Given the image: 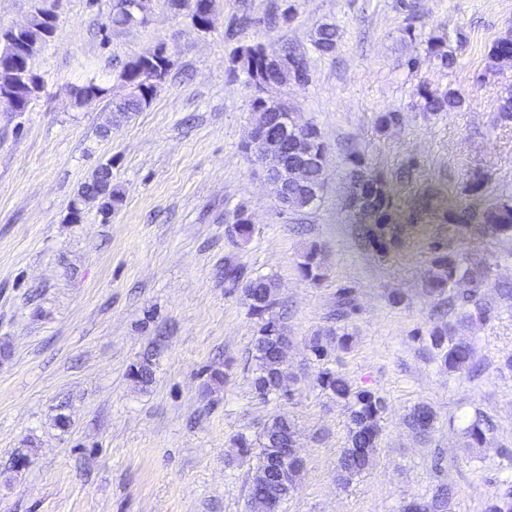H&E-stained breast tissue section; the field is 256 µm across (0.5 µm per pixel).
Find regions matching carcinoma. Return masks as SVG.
<instances>
[{
    "mask_svg": "<svg viewBox=\"0 0 512 512\" xmlns=\"http://www.w3.org/2000/svg\"><path fill=\"white\" fill-rule=\"evenodd\" d=\"M130 2L120 0L119 10L112 16L115 26H129L137 22L130 17ZM189 4L194 27L201 28L199 19L208 7L210 0H171V5L181 7ZM36 31L29 36H3V48L0 49V62L27 68L31 58L39 50L40 39L35 37ZM337 29L332 24L321 25L316 32L314 44L322 53H330L336 47ZM265 47L261 43L248 46L242 52L243 62L253 65L249 74L252 82L263 79L262 59ZM512 55V38L509 36L497 40L489 51V59L496 66L507 61ZM169 69V60L162 54L143 55L127 63L121 79L130 93L123 99L113 103V122L118 123L131 114L141 111L153 98L157 84L163 80ZM420 96L422 108L427 112H445L462 104L460 96L453 92L435 94L422 89ZM307 129L314 133L317 140L312 142V158L309 162L308 184L295 197L288 209L298 211L313 205L319 198L325 180L326 161L320 157L327 153L326 145L320 139L317 127L311 123ZM366 185L378 197L379 213L364 224L365 241L372 247L386 249L395 242L394 228L391 227V210L393 201L383 181L373 175L366 167L355 161L348 173L346 198H351L357 185ZM124 201L121 188L112 183V165L102 164L93 173L91 179L78 190V201L71 208V215L79 218L82 215L81 204L98 203L99 213L107 219L112 212L118 210ZM454 220L467 222L477 220L485 229L503 236H512V205L503 203L494 205L479 215H456ZM303 278L316 283L325 276V267L321 258V248L315 243L307 245L297 263ZM435 272L427 282L426 292L429 297L448 306L453 312L457 307L473 304L475 312H468L457 319V323L440 322L428 330L431 347L437 352L441 364L450 373L464 374L472 371L474 366V345L456 335L457 326L472 319L473 314L485 316L486 310L475 300L477 289L461 293L456 286L469 279L482 278V275L466 266V261L450 252H436L433 258ZM224 287L228 293L240 292L248 303L249 314L258 320L259 329L254 338L253 358L257 362L254 379L255 393L266 399L271 395L280 394L279 388L286 387L288 375L279 362V352L283 344L286 330L281 319L276 317L274 309L279 305L276 297L275 283L263 276L247 275L244 267L232 257L224 259ZM355 312V305L350 291L342 290L336 299V321L348 319ZM327 340L317 336L312 339L310 350L316 360L323 363L318 373V384L328 395L342 401L348 410V446L343 449L337 464L336 477L343 484L350 483L355 477L366 472L373 464L374 455L379 445L380 419L386 403L377 392L365 389H354L349 380L340 371L329 367L331 352L348 349L353 336L346 331L328 332ZM436 414L426 403L413 407L408 415V425L415 433L424 435L433 428ZM490 426L487 419L478 415L465 428V435L471 446H480L486 440ZM295 437L294 423L288 418L277 416L265 424L259 437L258 459L249 484V498L272 496L285 501L298 488V480L304 470V462L295 453H288V459H282L285 442ZM451 490L439 486L429 500H411L402 506V512H444L449 507ZM485 512H512V491L499 494L488 501Z\"/></svg>",
    "mask_w": 512,
    "mask_h": 512,
    "instance_id": "carcinoma-1",
    "label": "carcinoma"
}]
</instances>
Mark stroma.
Returning <instances> with one entry per match:
<instances>
[{
  "label": "stroma",
  "instance_id": "1",
  "mask_svg": "<svg viewBox=\"0 0 512 512\" xmlns=\"http://www.w3.org/2000/svg\"><path fill=\"white\" fill-rule=\"evenodd\" d=\"M115 3L0 0V33L56 15L33 59L42 91L26 111L0 112V512H249L253 465L233 440L277 415L294 423L306 462L280 512H401L441 485L451 512H485L512 487V299L499 295L512 285V236L448 215L512 197V120L499 112L512 62H488L512 34V0H214L206 32L170 0L117 27ZM325 23L339 33L330 54L313 42ZM437 40L453 67L430 57ZM259 42L310 73L267 92L327 148L325 187L299 212L283 210L243 147L258 91L236 55ZM160 48L170 66L151 102L104 133L128 92L124 64ZM91 80L104 95L78 101ZM423 87L463 104L422 111ZM386 112L395 119L383 126ZM357 161L394 200L385 252L365 244L346 203ZM106 163L122 207L105 219L89 204L73 221L78 189ZM241 207L254 222L245 244L232 225ZM309 242L326 263L317 283L297 268ZM439 248L485 271L487 314L463 332L481 365L472 378L448 372L428 340ZM228 255L277 284L288 396L253 391L258 325L224 286ZM343 288L353 342L331 365L386 402L376 462L347 485L336 464L348 414L318 386L309 350L334 326ZM146 356L153 381L142 386L129 370ZM421 402L437 415L425 436L405 421ZM478 414L492 429L472 447L463 429Z\"/></svg>",
  "mask_w": 512,
  "mask_h": 512
}]
</instances>
